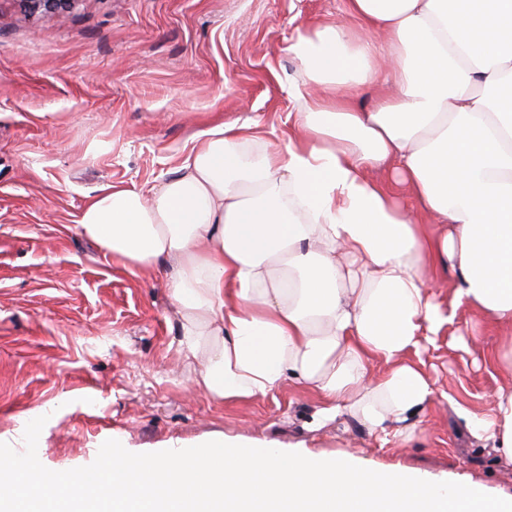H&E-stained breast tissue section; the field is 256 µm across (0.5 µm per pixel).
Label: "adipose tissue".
I'll return each mask as SVG.
<instances>
[{"mask_svg":"<svg viewBox=\"0 0 512 512\" xmlns=\"http://www.w3.org/2000/svg\"><path fill=\"white\" fill-rule=\"evenodd\" d=\"M343 23L299 30L289 87L297 140L211 128L176 176L108 185L76 229L131 275L167 266L177 345L219 405L292 386L313 422L347 414L375 436L424 413L416 353L459 309L507 338L512 363V0H347ZM392 93L363 110L341 85ZM388 171L385 181L367 177ZM408 189L431 216L401 208ZM512 464V385L471 419Z\"/></svg>","mask_w":512,"mask_h":512,"instance_id":"ef3b65f1","label":"adipose tissue"}]
</instances>
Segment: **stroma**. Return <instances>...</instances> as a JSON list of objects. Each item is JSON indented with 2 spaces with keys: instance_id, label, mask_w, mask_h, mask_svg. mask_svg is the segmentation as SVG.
Wrapping results in <instances>:
<instances>
[{
  "instance_id": "35a3bbf8",
  "label": "stroma",
  "mask_w": 512,
  "mask_h": 512,
  "mask_svg": "<svg viewBox=\"0 0 512 512\" xmlns=\"http://www.w3.org/2000/svg\"><path fill=\"white\" fill-rule=\"evenodd\" d=\"M346 0H79L31 16L0 0V442L26 424L53 471L91 464L102 443L134 453L221 437L348 455L444 480L467 476L512 493V466L490 464L467 427L512 382L465 351L458 320L421 359L436 396L410 447L370 436L351 416L311 427L312 394L218 406L189 397L162 275L106 262L75 224L105 184L150 185L214 124H247L273 147L298 61L284 47L306 26L347 20Z\"/></svg>"
}]
</instances>
